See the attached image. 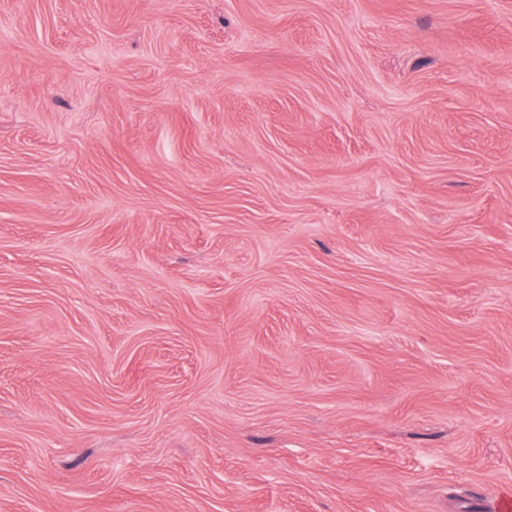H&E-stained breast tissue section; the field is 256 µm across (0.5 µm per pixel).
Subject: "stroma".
<instances>
[{
  "instance_id": "35a3bbf8",
  "label": "stroma",
  "mask_w": 512,
  "mask_h": 512,
  "mask_svg": "<svg viewBox=\"0 0 512 512\" xmlns=\"http://www.w3.org/2000/svg\"><path fill=\"white\" fill-rule=\"evenodd\" d=\"M512 0H0V512H496Z\"/></svg>"
}]
</instances>
